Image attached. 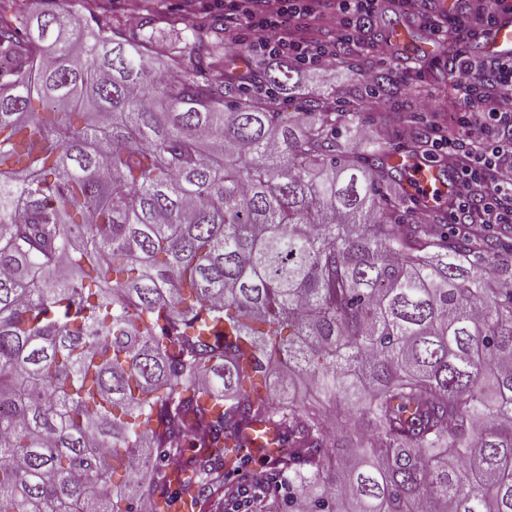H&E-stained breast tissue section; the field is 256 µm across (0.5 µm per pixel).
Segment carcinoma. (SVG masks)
I'll list each match as a JSON object with an SVG mask.
<instances>
[{
  "label": "carcinoma",
  "instance_id": "cac0c4a2",
  "mask_svg": "<svg viewBox=\"0 0 512 512\" xmlns=\"http://www.w3.org/2000/svg\"><path fill=\"white\" fill-rule=\"evenodd\" d=\"M40 2L0 10V512H177L174 456L255 512H512V230L418 223L357 108L292 121L211 20L158 69L153 19Z\"/></svg>",
  "mask_w": 512,
  "mask_h": 512
}]
</instances>
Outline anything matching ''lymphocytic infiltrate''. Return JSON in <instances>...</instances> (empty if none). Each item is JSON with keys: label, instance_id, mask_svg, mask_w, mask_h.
Listing matches in <instances>:
<instances>
[{"label": "lymphocytic infiltrate", "instance_id": "obj_1", "mask_svg": "<svg viewBox=\"0 0 512 512\" xmlns=\"http://www.w3.org/2000/svg\"><path fill=\"white\" fill-rule=\"evenodd\" d=\"M231 28L228 48H245L267 65L322 71L338 60L337 45L368 47L385 59L387 42L366 41L365 24L385 7L417 18L440 42L449 31L465 37L512 15V0H464L456 15L434 0H214ZM448 112L428 124L426 156L452 166L456 190L450 224L512 226V57L477 59L460 51L448 60Z\"/></svg>", "mask_w": 512, "mask_h": 512}]
</instances>
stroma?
Instances as JSON below:
<instances>
[{"label":"stroma","mask_w":512,"mask_h":512,"mask_svg":"<svg viewBox=\"0 0 512 512\" xmlns=\"http://www.w3.org/2000/svg\"><path fill=\"white\" fill-rule=\"evenodd\" d=\"M184 0H112V15L115 20L125 21L129 11L140 17L152 18L154 38L158 54L174 51L189 53L193 47L192 26L185 18ZM406 30L407 42L394 46L385 61L370 55L350 54L342 57L336 66L315 72L295 74L293 85L282 95L283 111L291 112L301 98L325 97L337 109H345L348 101L365 100L366 76L375 72L387 76L391 87L389 110L395 112L393 120H385L380 112L363 111V124L351 138V147H360L367 141L383 142L385 147L402 149L407 145L399 131L402 125L410 124L417 131H425V108H438L439 98L433 91L448 81V58L456 50L477 56L472 43L458 44L448 41L434 44L431 53L419 52L418 47L429 41L430 34L421 22L410 15L384 10L370 25L367 36L371 39H388L396 27ZM388 129V137H381V129Z\"/></svg>","instance_id":"1"}]
</instances>
